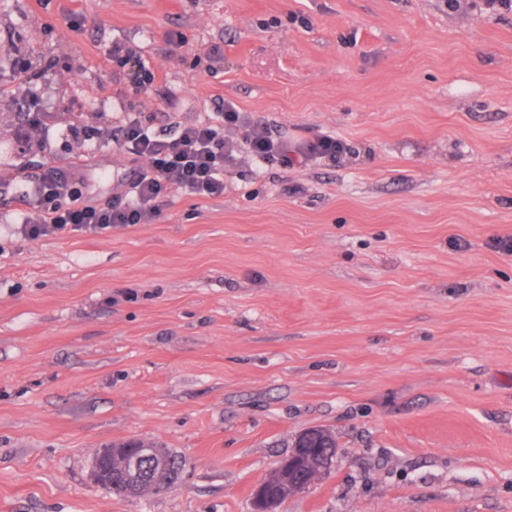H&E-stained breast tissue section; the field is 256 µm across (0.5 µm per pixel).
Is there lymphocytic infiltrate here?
Instances as JSON below:
<instances>
[{"instance_id": "obj_1", "label": "lymphocytic infiltrate", "mask_w": 512, "mask_h": 512, "mask_svg": "<svg viewBox=\"0 0 512 512\" xmlns=\"http://www.w3.org/2000/svg\"><path fill=\"white\" fill-rule=\"evenodd\" d=\"M243 129L247 152L260 161L286 164L292 154L306 159L335 160L344 151L341 141L319 138L291 147L272 138L266 127L248 121L238 107L224 102L216 116L175 125L172 138L161 139L140 117L129 116L120 128L122 143L134 158L146 166L122 192L90 204L82 199L77 172L57 166H42L26 175L29 213L22 221L26 236L38 238L63 230L98 231L117 225L150 224L168 206L174 191L182 190L200 198L224 193V169L233 157V140L228 129Z\"/></svg>"}]
</instances>
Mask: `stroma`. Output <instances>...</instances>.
Returning a JSON list of instances; mask_svg holds the SVG:
<instances>
[{
    "mask_svg": "<svg viewBox=\"0 0 512 512\" xmlns=\"http://www.w3.org/2000/svg\"><path fill=\"white\" fill-rule=\"evenodd\" d=\"M223 99L348 150L242 149L223 196L176 191L154 223L21 234L24 174L74 166L103 201L137 169L123 113L162 133ZM508 235L500 0H0V512H253L310 428L336 438L332 473L279 512H512ZM131 439L174 484L94 482L97 450ZM114 60L119 61L123 67L130 65L134 70L132 82L137 91H147L154 82V74L146 68L144 62L138 56L136 50L130 46L115 43L112 45V51L109 53ZM21 129L16 137L17 150L25 153L31 140L30 131L36 130L42 123L44 112H16Z\"/></svg>",
    "mask_w": 512,
    "mask_h": 512,
    "instance_id": "35a3bbf8",
    "label": "stroma"
}]
</instances>
